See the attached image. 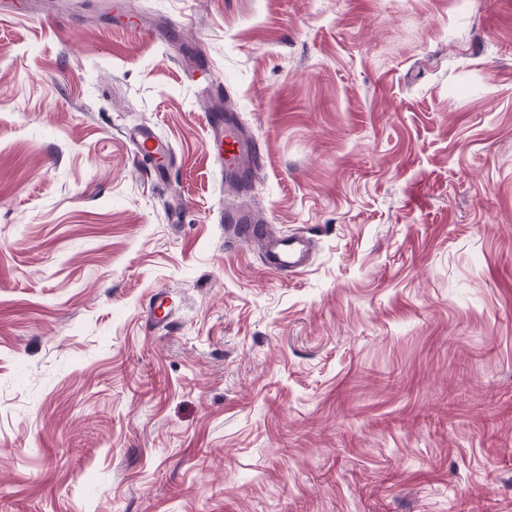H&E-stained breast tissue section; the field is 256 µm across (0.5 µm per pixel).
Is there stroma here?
<instances>
[{"instance_id": "obj_1", "label": "stroma", "mask_w": 512, "mask_h": 512, "mask_svg": "<svg viewBox=\"0 0 512 512\" xmlns=\"http://www.w3.org/2000/svg\"><path fill=\"white\" fill-rule=\"evenodd\" d=\"M127 2L0 19V512H512V0ZM112 14H114L115 20L123 27L131 31H136L140 37L147 42L152 41V33L139 25L138 19L126 10L125 3L121 4L119 0H115L112 6ZM181 74L183 81L190 86L199 99L215 95V80L212 72L197 58L182 61ZM203 122L206 144L221 171L244 168L257 159L259 147L245 135L235 114L215 107L204 112ZM131 142L134 146V156L138 161H154L157 155H162L166 151V146L160 142L150 127H142L130 134ZM234 222L235 232L240 238H259L263 241V257L272 273L301 272L310 264L309 237L303 233L291 235H264L254 219L243 210L224 213L220 222Z\"/></svg>"}]
</instances>
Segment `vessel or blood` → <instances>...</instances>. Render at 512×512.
<instances>
[{"label":"vessel or blood","instance_id":"vessel-or-blood-1","mask_svg":"<svg viewBox=\"0 0 512 512\" xmlns=\"http://www.w3.org/2000/svg\"><path fill=\"white\" fill-rule=\"evenodd\" d=\"M112 12L115 20L123 27L138 32L145 41H152V33L140 27L137 18L126 10L120 0H115ZM181 74L183 81L193 89L197 98L214 96V76L199 59H184ZM203 122L207 131L206 144L220 169H240L257 159L259 148L245 135L235 114L215 107L204 112ZM130 139L138 161L155 160L156 156L166 151L165 145L156 138L151 128L138 129L131 134ZM227 218L233 221L239 237L262 239L264 261L271 272L296 273L309 266V239L305 234H263L253 218L241 210L229 211Z\"/></svg>","mask_w":512,"mask_h":512}]
</instances>
